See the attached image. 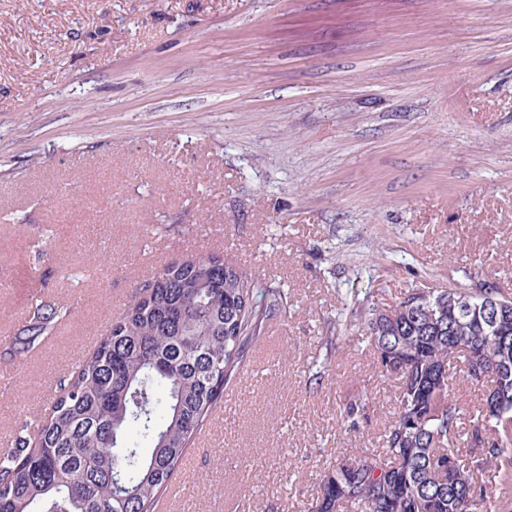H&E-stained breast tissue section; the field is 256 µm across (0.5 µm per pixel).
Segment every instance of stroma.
<instances>
[{"instance_id": "1", "label": "stroma", "mask_w": 512, "mask_h": 512, "mask_svg": "<svg viewBox=\"0 0 512 512\" xmlns=\"http://www.w3.org/2000/svg\"><path fill=\"white\" fill-rule=\"evenodd\" d=\"M210 253L288 310L169 512H306L394 407L348 311L512 294V0H0V442L165 264ZM39 302L67 314L14 355Z\"/></svg>"}]
</instances>
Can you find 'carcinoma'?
Instances as JSON below:
<instances>
[{
  "label": "carcinoma",
  "instance_id": "obj_1",
  "mask_svg": "<svg viewBox=\"0 0 512 512\" xmlns=\"http://www.w3.org/2000/svg\"><path fill=\"white\" fill-rule=\"evenodd\" d=\"M488 295L507 304L498 331L448 311ZM251 274L224 257L188 256L158 273L61 385L47 414L25 422L0 455V512H154L187 445L224 401L263 321L287 296L257 300ZM65 312L33 306L20 351ZM382 375L398 381L381 448H355L324 476L307 512H512V296L495 282L411 288L388 309L351 312ZM483 390L468 427L454 377ZM353 396L343 420L369 406ZM469 450H462V445ZM453 466H447L448 460Z\"/></svg>",
  "mask_w": 512,
  "mask_h": 512
}]
</instances>
